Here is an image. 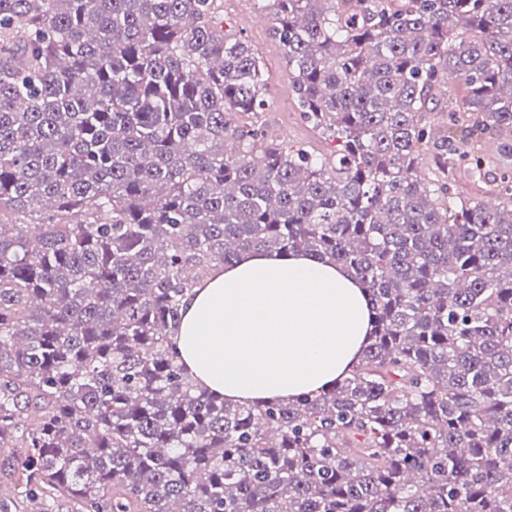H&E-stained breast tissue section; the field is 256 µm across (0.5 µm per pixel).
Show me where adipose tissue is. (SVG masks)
I'll return each mask as SVG.
<instances>
[{
  "label": "adipose tissue",
  "mask_w": 512,
  "mask_h": 512,
  "mask_svg": "<svg viewBox=\"0 0 512 512\" xmlns=\"http://www.w3.org/2000/svg\"><path fill=\"white\" fill-rule=\"evenodd\" d=\"M173 336L201 389L232 402L331 387L369 342L370 303L343 268L260 250L214 268L181 302Z\"/></svg>",
  "instance_id": "obj_1"
}]
</instances>
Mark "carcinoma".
I'll return each mask as SVG.
<instances>
[{
    "mask_svg": "<svg viewBox=\"0 0 512 512\" xmlns=\"http://www.w3.org/2000/svg\"><path fill=\"white\" fill-rule=\"evenodd\" d=\"M258 3L327 155L216 0H0V512H512V0ZM252 249L365 288L343 382H190L181 298Z\"/></svg>",
    "mask_w": 512,
    "mask_h": 512,
    "instance_id": "cac0c4a2",
    "label": "carcinoma"
}]
</instances>
